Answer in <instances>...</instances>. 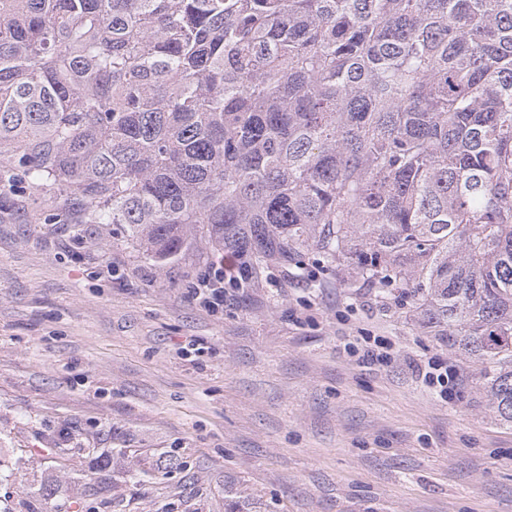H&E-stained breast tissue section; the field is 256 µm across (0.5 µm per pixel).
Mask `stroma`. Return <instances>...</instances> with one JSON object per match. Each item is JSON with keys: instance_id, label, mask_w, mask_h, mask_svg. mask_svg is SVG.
I'll use <instances>...</instances> for the list:
<instances>
[{"instance_id": "1", "label": "stroma", "mask_w": 512, "mask_h": 512, "mask_svg": "<svg viewBox=\"0 0 512 512\" xmlns=\"http://www.w3.org/2000/svg\"><path fill=\"white\" fill-rule=\"evenodd\" d=\"M48 205L0 193V512H512V424L395 296L307 255L214 312L192 288L217 253L161 266ZM364 336L391 364L347 355ZM435 358L465 379L447 403L412 370ZM80 446L107 468L50 454Z\"/></svg>"}]
</instances>
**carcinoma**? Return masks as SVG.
<instances>
[{
    "mask_svg": "<svg viewBox=\"0 0 512 512\" xmlns=\"http://www.w3.org/2000/svg\"><path fill=\"white\" fill-rule=\"evenodd\" d=\"M314 252L405 297L512 423V0H0V191Z\"/></svg>",
    "mask_w": 512,
    "mask_h": 512,
    "instance_id": "cac0c4a2",
    "label": "carcinoma"
}]
</instances>
